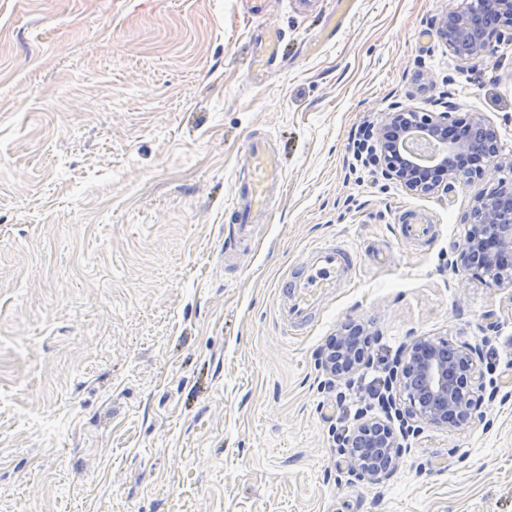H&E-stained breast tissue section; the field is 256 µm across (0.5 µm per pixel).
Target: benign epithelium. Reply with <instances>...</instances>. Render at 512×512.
I'll list each match as a JSON object with an SVG mask.
<instances>
[{"instance_id":"obj_1","label":"benign epithelium","mask_w":512,"mask_h":512,"mask_svg":"<svg viewBox=\"0 0 512 512\" xmlns=\"http://www.w3.org/2000/svg\"><path fill=\"white\" fill-rule=\"evenodd\" d=\"M440 36L448 49L469 60L490 54L493 43L512 41V0H470L465 10L451 9L444 17ZM455 106L444 112L401 110L389 114L373 136L380 150L386 177L402 183L414 193H429L440 186L452 188L461 181L455 164L469 159L468 144L454 136L460 118ZM468 127L484 138L493 133L485 117L474 112ZM512 182L501 180L483 194L476 206V224L462 246L463 266L482 271L494 283L504 280L512 256ZM483 349L465 344L453 352L440 341L420 339L405 346L397 359L392 379L407 392L408 405L397 410L404 423L425 421L457 428L467 424L477 407V393L484 390L474 377V361ZM323 363L334 376L352 373L365 360L349 335L340 333L337 342L324 350ZM368 445L367 456L353 454L349 475L357 481L380 482L389 478L400 453L391 424L365 421L345 440L347 448Z\"/></svg>"}]
</instances>
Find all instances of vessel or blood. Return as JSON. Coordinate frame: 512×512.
Segmentation results:
<instances>
[{
    "label": "vessel or blood",
    "mask_w": 512,
    "mask_h": 512,
    "mask_svg": "<svg viewBox=\"0 0 512 512\" xmlns=\"http://www.w3.org/2000/svg\"><path fill=\"white\" fill-rule=\"evenodd\" d=\"M246 175L230 203L231 222L224 227V252L232 254L251 235L255 214L269 206L271 189L283 180L275 157L262 150L250 151L245 162ZM435 225L428 221L400 224L404 244L422 246L432 241ZM357 274L348 249L333 244L313 246L299 273L284 280L278 318L284 331L296 333L310 324L323 298Z\"/></svg>",
    "instance_id": "1"
}]
</instances>
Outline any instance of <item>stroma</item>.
<instances>
[{"label": "stroma", "instance_id": "1", "mask_svg": "<svg viewBox=\"0 0 512 512\" xmlns=\"http://www.w3.org/2000/svg\"><path fill=\"white\" fill-rule=\"evenodd\" d=\"M463 0H0V512H512V283L463 270L479 196L512 180V42L464 60ZM285 52L254 68L265 31ZM484 115L496 164L411 194L352 167L395 109ZM284 162L264 223L224 255L254 137ZM437 226L400 241L410 212ZM354 282L284 334L278 283L315 243ZM369 361L417 339L481 346L468 426L414 423L360 482L326 423L358 373L321 352L348 322Z\"/></svg>", "mask_w": 512, "mask_h": 512}]
</instances>
